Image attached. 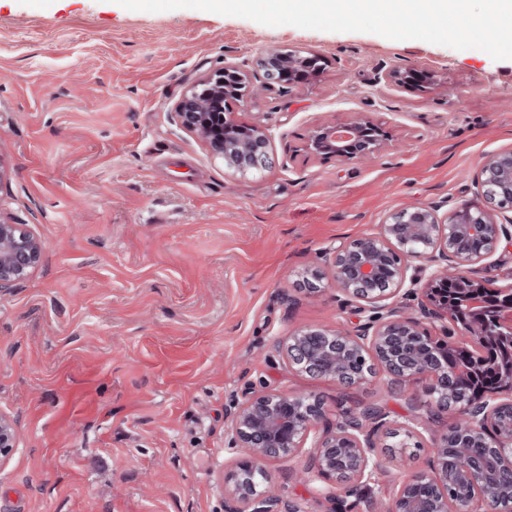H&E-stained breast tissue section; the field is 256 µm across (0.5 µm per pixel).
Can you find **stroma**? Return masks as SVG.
Listing matches in <instances>:
<instances>
[{
	"mask_svg": "<svg viewBox=\"0 0 512 512\" xmlns=\"http://www.w3.org/2000/svg\"><path fill=\"white\" fill-rule=\"evenodd\" d=\"M312 51V82L235 105L270 134V167L240 175L183 130L174 104L222 64L255 71L265 49ZM436 68L413 91L395 68ZM385 123L371 163L300 147L325 116ZM512 148V59L422 40L269 27L198 9L130 11L114 0H0V211L39 236L40 265L0 294V411L18 446L0 466V512H238L222 477L245 392L318 396L335 425L356 403L393 419L431 405L421 380L392 394L288 371L278 340L358 324V302L305 288L330 248L390 212L480 203L483 158ZM376 448L370 494L430 471V438ZM306 455L267 468L298 512H366Z\"/></svg>",
	"mask_w": 512,
	"mask_h": 512,
	"instance_id": "35a3bbf8",
	"label": "stroma"
}]
</instances>
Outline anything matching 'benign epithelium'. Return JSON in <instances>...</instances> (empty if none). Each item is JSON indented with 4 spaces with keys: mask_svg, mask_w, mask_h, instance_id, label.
Masks as SVG:
<instances>
[{
    "mask_svg": "<svg viewBox=\"0 0 512 512\" xmlns=\"http://www.w3.org/2000/svg\"><path fill=\"white\" fill-rule=\"evenodd\" d=\"M317 55L269 49L256 60L258 72L222 66L194 81L181 94L174 111L181 127L202 141L227 168L245 175L268 166L270 134L260 124H244L231 102L246 96L291 87L309 81L320 71ZM386 77L404 85L424 87L435 82L429 69H396ZM392 142L387 128L366 117L347 122L326 118L308 133L303 151L312 156L334 157L343 163L368 161ZM474 184L483 203L444 213L438 206L404 207L391 213L378 231L345 241L330 252L336 289L360 303L366 315L355 330L306 326L278 342L288 370L314 378L332 379L345 388L364 384L383 371L387 387L397 389L418 379L430 381L433 402L453 420L432 439L434 468L430 475L403 481L384 512H483L492 488L478 478L480 464L467 455L470 445L487 444L502 460L498 479L511 485L495 497L496 512H512V426L497 432L491 442L486 434L501 409L512 406V378L501 387L505 396L492 393L478 405L457 412L458 396L447 368L434 357L409 349L415 340L433 337L420 329L419 320L395 304L405 289L419 291L420 315L429 320L457 321L443 298L442 287L455 280L474 289L470 306L482 304L483 295L495 289L504 306L493 320L464 327L465 335L486 339L512 335V285L493 287L470 275L471 266L492 256L501 243L512 247V149L487 155ZM484 237L485 247L472 252L465 240ZM43 243L22 224L0 215V292L28 277L37 267ZM417 261L411 266L409 262ZM324 415L321 399L310 394L272 389L245 395L226 433L227 447L242 448L247 458L224 475V492L242 504L241 512H298L273 493L267 469L270 460L294 457L311 449L317 473L334 483L366 486L379 468L374 455L375 429L386 423L389 432L413 435V422L387 420L383 414L370 422L343 419L335 428L310 438ZM459 441L454 482L448 487V437ZM13 419L0 412V466L17 447Z\"/></svg>",
    "mask_w": 512,
    "mask_h": 512,
    "instance_id": "benign-epithelium-1",
    "label": "benign epithelium"
}]
</instances>
